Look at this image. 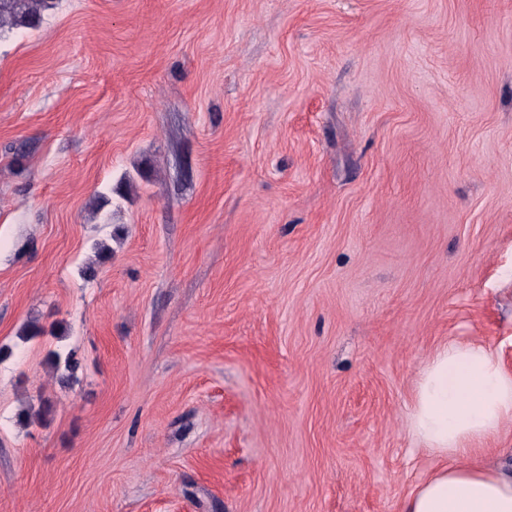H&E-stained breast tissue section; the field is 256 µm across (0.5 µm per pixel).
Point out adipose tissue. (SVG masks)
<instances>
[{
  "label": "adipose tissue",
  "instance_id": "adipose-tissue-1",
  "mask_svg": "<svg viewBox=\"0 0 512 512\" xmlns=\"http://www.w3.org/2000/svg\"><path fill=\"white\" fill-rule=\"evenodd\" d=\"M512 419V373L483 344L451 342L423 363L408 418L436 466L405 497L401 512H512V468H493L474 444Z\"/></svg>",
  "mask_w": 512,
  "mask_h": 512
}]
</instances>
